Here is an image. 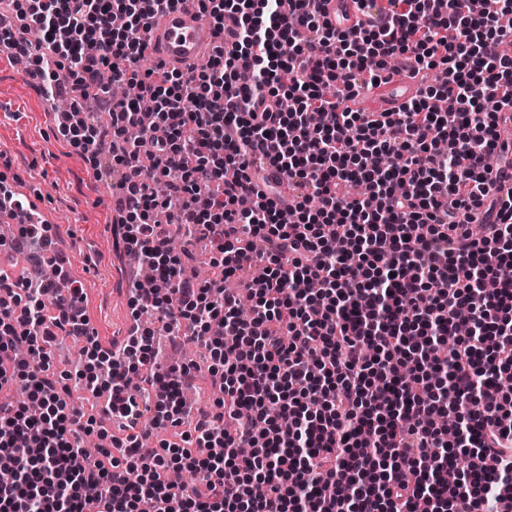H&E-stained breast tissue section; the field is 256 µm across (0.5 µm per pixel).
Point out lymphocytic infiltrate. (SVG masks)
<instances>
[{
    "label": "lymphocytic infiltrate",
    "instance_id": "obj_1",
    "mask_svg": "<svg viewBox=\"0 0 512 512\" xmlns=\"http://www.w3.org/2000/svg\"><path fill=\"white\" fill-rule=\"evenodd\" d=\"M1 1L19 26L0 53L29 57L47 95L100 93L106 70L156 112L134 141L131 100L59 122L123 167L126 248L155 284L103 347L50 225L19 226L56 268L34 288L0 275V388H28L0 402V512H503L512 390L483 397L512 372V192L490 189L487 158L512 160L497 131L512 54L489 51L512 37V0H359L377 18L350 32L323 0H200L217 44L189 75L139 66L148 17L178 0ZM435 69L399 111L350 106ZM268 165L301 191L290 214L274 186L249 192ZM199 238L217 253L203 282L184 275ZM147 309L208 350L215 412L186 404L190 365L157 362ZM462 321L472 333L442 356ZM59 330L83 343L76 384L131 430L94 455L47 351ZM153 429L167 439L143 448ZM184 470L197 480L170 482Z\"/></svg>",
    "mask_w": 512,
    "mask_h": 512
}]
</instances>
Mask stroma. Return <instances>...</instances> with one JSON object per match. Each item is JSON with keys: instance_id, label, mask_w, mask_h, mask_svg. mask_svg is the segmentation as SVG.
<instances>
[{"instance_id": "1", "label": "stroma", "mask_w": 512, "mask_h": 512, "mask_svg": "<svg viewBox=\"0 0 512 512\" xmlns=\"http://www.w3.org/2000/svg\"><path fill=\"white\" fill-rule=\"evenodd\" d=\"M17 69L14 59L0 55V170L11 173L51 224L83 289L90 324L108 347L133 323L128 266L112 214L118 168L109 147L92 165L67 143L42 94L23 85Z\"/></svg>"}]
</instances>
